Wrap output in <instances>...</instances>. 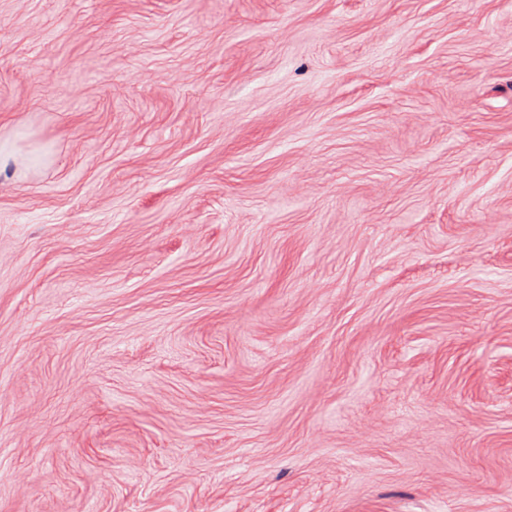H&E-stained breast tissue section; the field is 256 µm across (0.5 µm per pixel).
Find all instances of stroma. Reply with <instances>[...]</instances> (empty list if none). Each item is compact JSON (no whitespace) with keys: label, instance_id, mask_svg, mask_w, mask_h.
Returning a JSON list of instances; mask_svg holds the SVG:
<instances>
[{"label":"stroma","instance_id":"obj_1","mask_svg":"<svg viewBox=\"0 0 512 512\" xmlns=\"http://www.w3.org/2000/svg\"><path fill=\"white\" fill-rule=\"evenodd\" d=\"M0 512H512V0H0Z\"/></svg>","mask_w":512,"mask_h":512}]
</instances>
